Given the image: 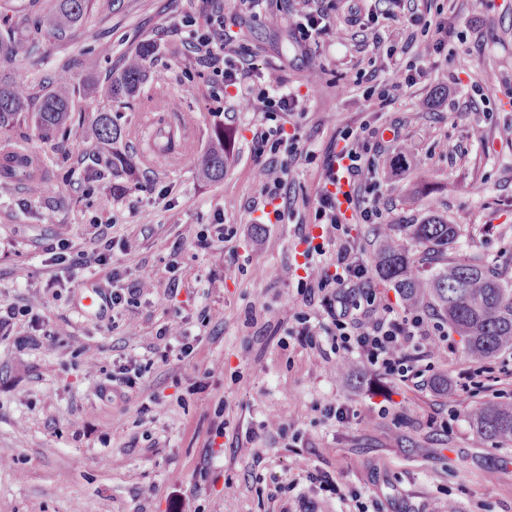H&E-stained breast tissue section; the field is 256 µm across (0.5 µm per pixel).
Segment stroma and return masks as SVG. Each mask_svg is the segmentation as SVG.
Here are the masks:
<instances>
[{"instance_id": "35a3bbf8", "label": "stroma", "mask_w": 512, "mask_h": 512, "mask_svg": "<svg viewBox=\"0 0 512 512\" xmlns=\"http://www.w3.org/2000/svg\"><path fill=\"white\" fill-rule=\"evenodd\" d=\"M52 4L0 0V31L33 47L10 68L21 85L38 88L66 65L82 78L105 76L145 41L158 53L140 95L110 101L76 91L69 137L29 141L52 186L48 199L0 177V305L33 310L0 329V512H512V445L483 440L469 418L481 404L512 403V351L478 361L452 332L436 348L410 345L424 377L379 376L357 355L323 354L325 307H302L298 288L306 238L323 245L325 263L334 260L335 231L309 214L342 129L364 123L380 129L397 161L381 181L386 224L437 216L458 227L437 259L412 248L423 275L476 257L512 279V0H438L453 57L429 58L427 80L380 112L340 87L343 73L386 79L414 55L374 49L357 26L305 53L273 0H260L256 20L240 0H96L76 39L59 42ZM220 30L250 52L269 90L299 96L310 158L294 168L279 224L254 217L262 200L255 139L270 122L261 105L242 107L197 42ZM453 72L473 85L495 74L501 89L450 111L464 97L448 83ZM176 105L191 117L187 159L145 163V113L163 126ZM100 109L129 133L120 148L130 165L116 177L94 156L88 115ZM218 122L231 129L232 150L223 179L210 181L198 161ZM475 128L483 141L471 137ZM105 224L130 245L112 265L140 295L86 315L82 297L112 290L93 261ZM386 224L348 225L360 263L373 266ZM63 238L84 265H50ZM302 310L319 345L292 335ZM164 327L174 344L194 336L190 357L175 347L154 354ZM125 356L142 367L138 385L100 399L113 360ZM442 377L458 395L437 390ZM154 398L159 406L141 413ZM331 405L345 406L347 420L329 416ZM314 468L335 477L343 497L311 484Z\"/></svg>"}]
</instances>
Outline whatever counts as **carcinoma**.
I'll return each mask as SVG.
<instances>
[{
	"label": "carcinoma",
	"instance_id": "cac0c4a2",
	"mask_svg": "<svg viewBox=\"0 0 512 512\" xmlns=\"http://www.w3.org/2000/svg\"><path fill=\"white\" fill-rule=\"evenodd\" d=\"M54 2L53 35L57 40L66 39L72 28L82 25L94 7V0ZM156 53V44L145 43L128 57L121 71L106 80L109 96H134L148 80L147 63ZM23 55L24 49L14 36L0 34V68L11 66ZM74 93V77L68 69L55 72L48 88L41 93L22 89L9 76L0 74V131L29 123L40 139L53 141L65 132ZM91 132L98 154L106 156L114 167L128 166L127 158L118 151V143L128 133L114 125L110 112L93 113ZM154 139L158 157L178 161L186 156L177 128H160ZM228 139L223 124L213 126L209 146L199 161L204 177L211 181L224 178ZM0 175L27 186L34 196L48 193V180L37 177L27 158L16 152L0 157ZM457 237V225L439 219L423 224H398L385 233L374 257L375 269L407 303L415 305L429 300L448 325L465 338L471 354L491 358L504 349H512V280L494 274L477 258L450 260L425 278L404 244L407 238L439 254ZM470 419L484 440L497 446L512 443V403L482 404L471 411Z\"/></svg>",
	"mask_w": 512,
	"mask_h": 512
}]
</instances>
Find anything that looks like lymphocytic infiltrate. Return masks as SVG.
I'll list each match as a JSON object with an SVG mask.
<instances>
[{
  "label": "lymphocytic infiltrate",
  "mask_w": 512,
  "mask_h": 512,
  "mask_svg": "<svg viewBox=\"0 0 512 512\" xmlns=\"http://www.w3.org/2000/svg\"><path fill=\"white\" fill-rule=\"evenodd\" d=\"M423 9L414 11L408 23L410 26H424L434 29L436 37L424 47H417L416 34H408L402 44L403 50H415L417 61L405 70L396 72L387 82L372 81L365 72L359 71L349 78L348 83L361 88L362 97L368 110L378 112L390 106L399 97L402 89L412 88L426 78L427 73L420 67V60L440 55L448 47V21L441 10L436 9L437 0H422ZM343 11L346 19L369 30L373 44H380L384 21L395 20V13L386 16L368 8L367 0H326L325 4L308 7L296 14L292 24V36L301 46L320 43L333 33L334 11ZM213 60L224 64V83L240 88L245 102H258L268 117L278 114L294 115L298 98L294 93L271 94L266 86L249 82L250 72L244 60L234 59L229 54V43L225 39L213 42L209 49ZM343 145L331 153L324 168L321 190L313 208L312 221L341 229L348 219L354 218L362 224L383 223L380 206V181L378 173L385 167L386 150L378 128L363 124L359 128L343 132ZM257 157L267 159L269 165L279 168L277 176L270 178L263 186L269 197H279L294 165L307 152L301 143L299 133L285 132L283 126L262 131L256 141ZM346 162L350 175L351 190L346 195L348 212H341L334 195L328 189L333 182L337 163ZM322 245L308 246L305 256L311 270L308 283L302 285L300 294L306 306L314 299H322L333 328L330 332L332 353L358 352L363 367L372 373L394 376L409 372L408 347L417 340L435 341L437 333L431 328L426 315L418 309L405 314L394 313L387 307L379 306L368 270L358 263L347 244L336 249L337 274H330L322 264ZM358 285L361 299L350 303V285Z\"/></svg>",
  "instance_id": "lymphocytic-infiltrate-1"
}]
</instances>
